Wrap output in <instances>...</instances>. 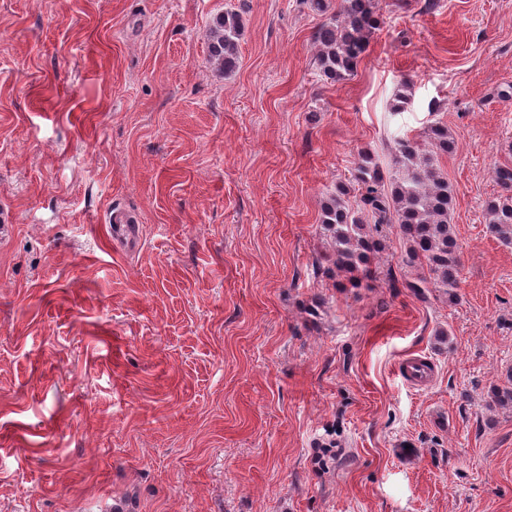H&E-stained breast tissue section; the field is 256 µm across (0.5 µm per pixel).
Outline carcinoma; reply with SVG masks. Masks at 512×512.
Here are the masks:
<instances>
[{"instance_id": "cac0c4a2", "label": "carcinoma", "mask_w": 512, "mask_h": 512, "mask_svg": "<svg viewBox=\"0 0 512 512\" xmlns=\"http://www.w3.org/2000/svg\"><path fill=\"white\" fill-rule=\"evenodd\" d=\"M379 26L374 0H340L336 13L313 34L321 73L334 81L352 76ZM243 31L242 18L234 10L213 20L210 58L226 73L238 65ZM455 147L448 127L434 122L424 130L423 141H397L396 172L389 182H384L372 156L362 153L354 174L358 197L349 201L351 190L342 185L326 197L321 224L333 242L332 261L353 286L367 275L371 257L383 248L390 228L398 229L406 245L402 265L427 271L404 281V287L420 293L431 285L450 290L458 286L459 257L451 223L454 192L438 165V157ZM495 179L501 193L486 204L488 230L512 244V167L496 168ZM488 406L512 407V386L494 388Z\"/></svg>"}]
</instances>
